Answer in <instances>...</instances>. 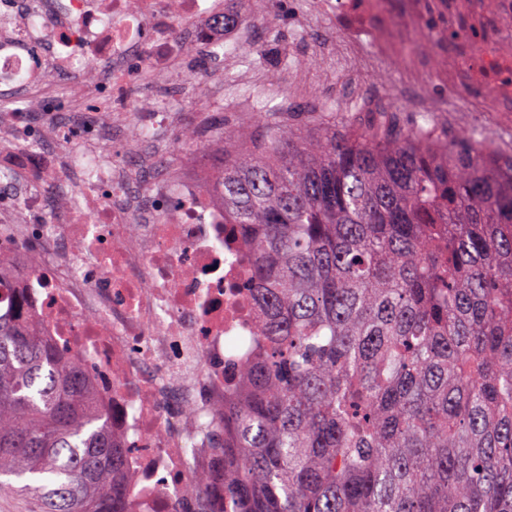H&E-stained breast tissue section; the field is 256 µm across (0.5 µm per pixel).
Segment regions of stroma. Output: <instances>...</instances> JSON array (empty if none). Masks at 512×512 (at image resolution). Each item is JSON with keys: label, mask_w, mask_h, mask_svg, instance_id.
Returning <instances> with one entry per match:
<instances>
[{"label": "stroma", "mask_w": 512, "mask_h": 512, "mask_svg": "<svg viewBox=\"0 0 512 512\" xmlns=\"http://www.w3.org/2000/svg\"><path fill=\"white\" fill-rule=\"evenodd\" d=\"M323 14L315 0H273L258 16L250 0H225L243 17L236 37L248 38L263 51L224 58V93L216 95L211 60L194 52L184 97L175 101L180 130L192 129L208 112L212 124L198 143L236 130L241 146L260 137L262 113L278 112L308 135L316 134L324 113L357 120L375 112L393 113L400 126L420 116L456 131L459 123L490 135L495 146L512 150V112L484 107L496 88L470 80L468 70L485 57L512 47V24L499 17L498 0H335ZM356 47L371 63L362 93L337 100L340 81L303 82L298 64L321 46ZM441 104L428 112L429 103Z\"/></svg>", "instance_id": "stroma-1"}]
</instances>
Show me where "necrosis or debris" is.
I'll list each match as a JSON object with an SVG mask.
<instances>
[{
	"label": "necrosis or debris",
	"mask_w": 512,
	"mask_h": 512,
	"mask_svg": "<svg viewBox=\"0 0 512 512\" xmlns=\"http://www.w3.org/2000/svg\"><path fill=\"white\" fill-rule=\"evenodd\" d=\"M196 46L223 50L224 0H0V308L83 367L130 512H200L186 487L223 465L208 429L260 346L223 166L141 151L180 119L147 88L178 97ZM510 71L512 50L469 73L498 82L492 111L512 110Z\"/></svg>",
	"instance_id": "4bbe7bcc"
}]
</instances>
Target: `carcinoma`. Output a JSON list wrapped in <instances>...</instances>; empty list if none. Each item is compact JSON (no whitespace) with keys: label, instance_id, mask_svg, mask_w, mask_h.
<instances>
[{"label":"carcinoma","instance_id":"obj_1","mask_svg":"<svg viewBox=\"0 0 512 512\" xmlns=\"http://www.w3.org/2000/svg\"><path fill=\"white\" fill-rule=\"evenodd\" d=\"M224 131L263 344L211 437L221 512H512V151L386 115ZM76 362L0 313V477L129 512Z\"/></svg>","mask_w":512,"mask_h":512}]
</instances>
